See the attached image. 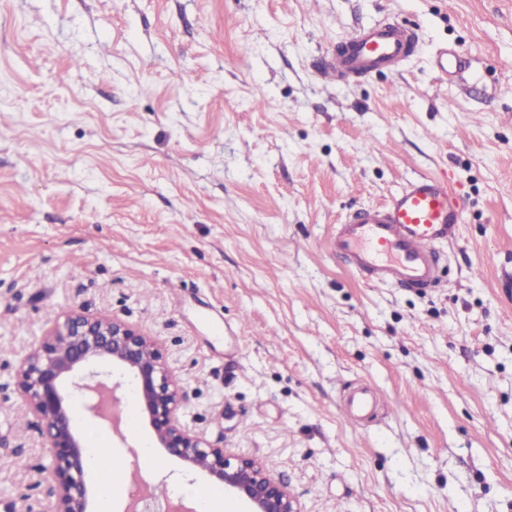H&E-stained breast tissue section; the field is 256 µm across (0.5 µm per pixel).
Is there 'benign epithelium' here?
<instances>
[{
  "label": "benign epithelium",
  "mask_w": 512,
  "mask_h": 512,
  "mask_svg": "<svg viewBox=\"0 0 512 512\" xmlns=\"http://www.w3.org/2000/svg\"><path fill=\"white\" fill-rule=\"evenodd\" d=\"M131 378L138 411L148 417L161 448L192 470L203 471L251 507V512H303L285 485L264 465L232 455L184 428L178 412L187 400L172 381L158 340L140 328L107 315L74 312L48 328L20 360L15 372L19 398L40 421L53 482L48 512H90L84 446L73 401L82 411L112 427L115 393ZM143 491L129 499L128 512H186L161 484L140 480Z\"/></svg>",
  "instance_id": "1"
}]
</instances>
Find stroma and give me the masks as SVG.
<instances>
[{"mask_svg": "<svg viewBox=\"0 0 512 512\" xmlns=\"http://www.w3.org/2000/svg\"><path fill=\"white\" fill-rule=\"evenodd\" d=\"M386 18L417 35L397 72L327 81ZM423 174L463 204L438 286L366 283L329 235ZM77 309L156 336L181 423L304 512H512V0H0V512L48 499L14 376ZM125 408L120 438L78 423L112 512L137 475L210 486ZM374 405L373 391L367 386H361L345 399L344 410L351 420L360 421L372 411Z\"/></svg>", "mask_w": 512, "mask_h": 512, "instance_id": "obj_1", "label": "stroma"}]
</instances>
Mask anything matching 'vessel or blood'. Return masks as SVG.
<instances>
[{"label": "vessel or blood", "mask_w": 512, "mask_h": 512, "mask_svg": "<svg viewBox=\"0 0 512 512\" xmlns=\"http://www.w3.org/2000/svg\"><path fill=\"white\" fill-rule=\"evenodd\" d=\"M412 33L394 20L348 38L346 51L324 73L339 80L396 70L408 54ZM462 204L447 180L421 175L383 203L357 209L337 225L329 246L365 282L427 290L437 280L439 247L459 234ZM375 405L373 391L357 388L344 401L347 416L362 420Z\"/></svg>", "instance_id": "b4317fda"}]
</instances>
